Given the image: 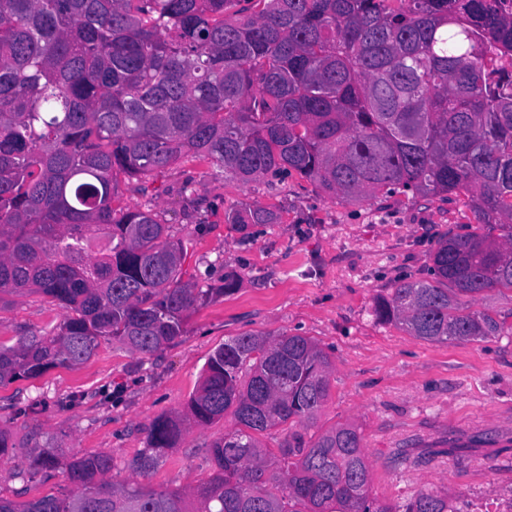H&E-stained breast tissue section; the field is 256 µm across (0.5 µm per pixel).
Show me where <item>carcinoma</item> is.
Instances as JSON below:
<instances>
[{
	"label": "carcinoma",
	"instance_id": "obj_1",
	"mask_svg": "<svg viewBox=\"0 0 512 512\" xmlns=\"http://www.w3.org/2000/svg\"><path fill=\"white\" fill-rule=\"evenodd\" d=\"M0 0V295L72 312L48 336L0 343V384L88 360L99 339L151 356L183 336L212 288L183 280L181 242L153 208L113 206L117 177L183 156L248 183L296 172L354 203L463 196L478 227L439 242L430 279L400 281L373 316L428 342L485 341L507 317L473 310L512 292V6L506 0ZM245 205L227 224H273ZM311 338L243 332L208 359L187 415L234 429L189 491L108 484L112 457L66 465L75 490L0 512H448L442 490L403 510L368 496L359 429L304 430L330 393ZM157 417L129 468L145 476L183 433ZM288 427L277 467L259 435ZM39 450L30 467L54 470ZM471 306L473 310H489L507 314L512 310V300H510V292L506 290L499 292L495 289L479 296L471 302Z\"/></svg>",
	"mask_w": 512,
	"mask_h": 512
}]
</instances>
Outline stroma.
Returning <instances> with one entry per match:
<instances>
[{
	"label": "stroma",
	"instance_id": "35a3bbf8",
	"mask_svg": "<svg viewBox=\"0 0 512 512\" xmlns=\"http://www.w3.org/2000/svg\"><path fill=\"white\" fill-rule=\"evenodd\" d=\"M117 203L154 205L187 248L185 270L215 294L191 310L183 336L153 355L103 340L76 367L0 385V428L13 443L0 458L1 496L71 493L62 470L30 471L39 448L66 459L111 454L107 480L115 484L184 491L208 480L216 470L210 447L233 429L231 418L186 422L148 478L128 464L157 416L185 413L224 341L262 331L310 337L330 354L331 394L316 424L359 427L372 498L404 505L433 488L447 491L457 512H493L512 500V334L427 342L372 313L400 280L427 277L438 241L474 223L464 199L347 203L295 174L244 185L189 156L150 177L120 179ZM245 204L278 209L279 223H225L226 211ZM66 317L43 294L4 295L0 341L58 331Z\"/></svg>",
	"mask_w": 512,
	"mask_h": 512
}]
</instances>
